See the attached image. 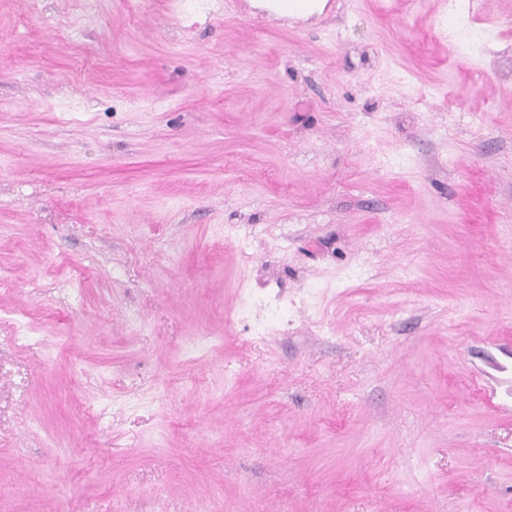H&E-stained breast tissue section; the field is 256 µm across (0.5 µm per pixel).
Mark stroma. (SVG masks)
Segmentation results:
<instances>
[{"label":"stroma","instance_id":"1","mask_svg":"<svg viewBox=\"0 0 512 512\" xmlns=\"http://www.w3.org/2000/svg\"><path fill=\"white\" fill-rule=\"evenodd\" d=\"M0 512H512V0H0Z\"/></svg>","mask_w":512,"mask_h":512}]
</instances>
